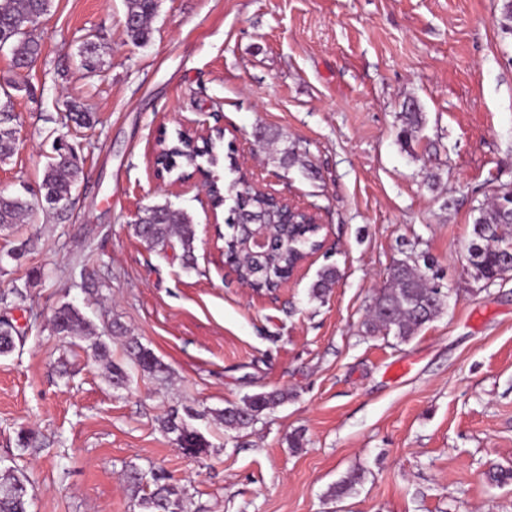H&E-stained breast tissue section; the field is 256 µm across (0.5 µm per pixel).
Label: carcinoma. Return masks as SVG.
I'll list each match as a JSON object with an SVG mask.
<instances>
[{
  "mask_svg": "<svg viewBox=\"0 0 512 512\" xmlns=\"http://www.w3.org/2000/svg\"><path fill=\"white\" fill-rule=\"evenodd\" d=\"M53 0H0V42L15 48L14 66L20 67L28 58L40 51V43L32 36L42 18L50 14ZM158 0H125V15L134 19V24L125 27L128 38L134 44L148 39L149 22L156 12ZM5 101L0 102V162L12 157L16 151L12 95L3 91ZM401 137L407 142L416 137L423 124L422 113L406 108L401 113ZM200 154L172 151L164 156L165 166L192 167L198 164ZM80 171L78 157H73L69 166L51 160L44 171L41 189L42 200L47 205L55 201L71 198V188L75 176ZM241 192L233 199L225 219L228 231L224 234V256L233 265L239 279L251 282L263 290L277 288L305 255L319 248L318 229L309 224H290L288 216L270 198L254 191L247 180L232 181ZM502 197L478 209L474 219L472 237L467 246V261L477 278L487 283H495L505 278L502 256L512 246L505 241L504 230L512 226V215L501 205ZM34 205L19 195L0 197V228L17 224L33 212ZM252 221L273 220L282 223L277 230L273 244L261 255H254L244 248V239L234 227L240 217ZM133 233L149 249L164 251L171 246L172 238L178 237L182 248V260L187 268L194 263L195 231L191 217L171 203H157L144 208ZM432 265H419L418 259L406 257L391 278V285L383 289L374 299L368 311L365 326L371 333L392 335L402 341L408 340L423 325L437 317L446 303L435 297L437 274H429ZM336 267L329 264L323 267L318 279L311 286V296L322 299L338 279ZM53 329L62 338L80 337L88 329V323L80 311L72 306L57 308L53 316ZM131 362L142 371L153 376H161L167 367L138 341L132 339L127 344ZM288 393L271 390L249 396L243 405L231 404L216 411L218 420L224 427L241 431L253 426L265 412L277 407ZM162 431L173 436L178 449L188 457H198L210 448L208 440L189 421L176 414H168L161 420ZM363 473L352 470L329 488V496L334 499L352 494L362 482ZM128 483L135 494V507L140 512H185L184 502L177 497L166 483V478L156 473H146L131 468L127 474ZM23 483L31 486L29 476L17 469H0V512H28L30 497H21L15 486Z\"/></svg>",
  "mask_w": 512,
  "mask_h": 512,
  "instance_id": "obj_1",
  "label": "carcinoma"
}]
</instances>
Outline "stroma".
<instances>
[{"mask_svg": "<svg viewBox=\"0 0 512 512\" xmlns=\"http://www.w3.org/2000/svg\"><path fill=\"white\" fill-rule=\"evenodd\" d=\"M53 4L29 70L0 50V86L21 85V141L0 162V191L34 199L62 135L83 169L67 209L38 206L0 230V316L21 337L0 356V461L30 475L29 512H135L134 467L163 472L187 512H512V483L489 478L512 469V275L487 286L465 261L478 208L512 189L503 0H159L141 45L126 35L124 0ZM88 38L100 48L92 72L79 57ZM70 102L94 124H66ZM410 103L424 123L405 143ZM205 123L223 127L220 151L238 167L224 182L262 172L322 223L325 253L261 298L225 263L227 209L203 176L174 187L153 177L158 139ZM288 147L314 174L274 163ZM165 200L193 218V267L131 231ZM409 254L434 259L447 306L408 341L366 333ZM329 262L339 278L311 299ZM63 305L90 335L53 332ZM131 338L165 377L133 365ZM99 340L111 362L95 360ZM272 389L287 401L252 427L216 420ZM189 408L210 443L198 458L158 425ZM354 468L362 484L331 499Z\"/></svg>", "mask_w": 512, "mask_h": 512, "instance_id": "stroma-1", "label": "stroma"}]
</instances>
